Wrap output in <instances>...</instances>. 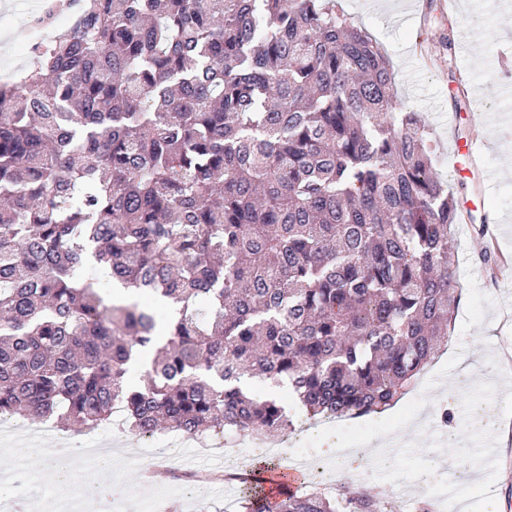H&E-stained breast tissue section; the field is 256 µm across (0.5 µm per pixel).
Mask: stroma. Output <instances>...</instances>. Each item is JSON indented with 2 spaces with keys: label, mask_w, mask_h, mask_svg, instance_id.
Instances as JSON below:
<instances>
[{
  "label": "stroma",
  "mask_w": 512,
  "mask_h": 512,
  "mask_svg": "<svg viewBox=\"0 0 512 512\" xmlns=\"http://www.w3.org/2000/svg\"><path fill=\"white\" fill-rule=\"evenodd\" d=\"M44 0H0V80L17 77L32 61L28 48L34 38L31 19ZM353 24L364 26L385 49L394 73L400 99L418 112L437 144L436 169L460 200L475 204L478 211L495 214L499 220L497 242L502 253L512 254V97L490 89L485 69H495L501 83L512 85V0H452L447 11H439L438 0H386L380 9H369L365 0H340ZM453 32L455 46L451 63L441 60L443 33ZM453 114L455 126H446L443 115ZM485 136L488 149L478 159L479 174L457 176L453 169L454 141ZM455 267L461 286V300L454 327L434 361L422 372L414 387L383 416L372 413L355 419L357 433L372 436L397 434L409 423L427 415L435 430L426 431L432 454L407 451L394 461L392 471L375 469L365 476L361 489L395 499L401 475H423L435 466L456 486L457 493L436 503V512H483L486 499H493L498 512H512V390L474 382L464 387L455 406L442 398L438 375L453 371L458 362L498 377L512 371V317H506L504 298L512 291V281L492 280L479 263V247L473 227L454 228ZM495 405L499 415L494 426L483 434L470 429L471 409L477 404ZM456 430L458 439L501 438L498 445L497 479L488 485L485 474L472 470L471 460L458 456L454 446L442 445L439 430ZM33 455L17 457L0 446V473L15 472L22 479L50 472L54 441L33 436L27 441ZM217 458L199 449L179 451L175 476L156 479L164 489L166 512H239L244 485L233 481L224 488L199 479L187 481L190 471L215 467ZM142 467L127 464L104 468H83L70 472L64 485L65 496L87 498L89 489H143Z\"/></svg>",
  "instance_id": "obj_1"
}]
</instances>
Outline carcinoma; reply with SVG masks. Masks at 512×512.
I'll list each match as a JSON object with an SVG mask.
<instances>
[{
  "instance_id": "obj_1",
  "label": "carcinoma",
  "mask_w": 512,
  "mask_h": 512,
  "mask_svg": "<svg viewBox=\"0 0 512 512\" xmlns=\"http://www.w3.org/2000/svg\"><path fill=\"white\" fill-rule=\"evenodd\" d=\"M73 2L0 82V415L293 431L255 377L311 416L392 407L454 322L459 198L384 48L338 0ZM90 256L141 300H108ZM241 508L391 512L364 491Z\"/></svg>"
}]
</instances>
